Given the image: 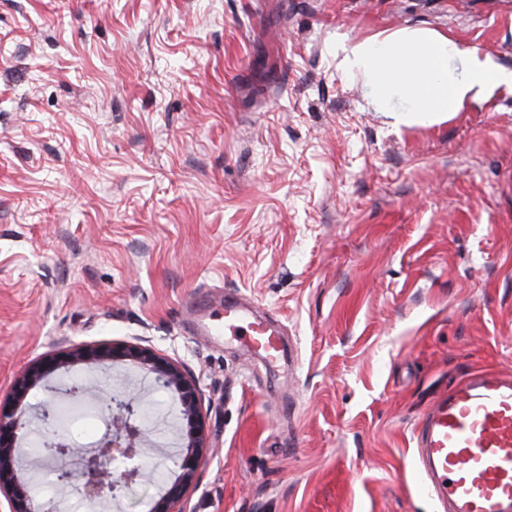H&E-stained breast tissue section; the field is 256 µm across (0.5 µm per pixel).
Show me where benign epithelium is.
<instances>
[{
    "mask_svg": "<svg viewBox=\"0 0 512 512\" xmlns=\"http://www.w3.org/2000/svg\"><path fill=\"white\" fill-rule=\"evenodd\" d=\"M119 358L135 361L154 375L159 386L175 391L180 413L193 423V430L180 451V474L175 480L167 481L163 507L159 510L186 512L182 506L184 496L195 482L199 463L208 450L199 416L201 392L195 379L182 366L149 347H80L54 358V362L61 367L81 363L105 365ZM44 374L45 370L40 365L28 367L15 379L13 406L0 408V487L6 488L8 512H37L32 508L33 496L27 484L15 480L13 465L19 453L16 448L18 431L24 428V396L42 380ZM109 409L112 412L111 429L99 439L93 453L85 460L81 483L75 486L82 499L92 506L116 497L120 484L128 485L146 478L144 470L132 464L141 455L145 442L138 400L133 396H114L109 400ZM115 459L123 460L127 466L118 479L112 480L105 470V464Z\"/></svg>",
    "mask_w": 512,
    "mask_h": 512,
    "instance_id": "obj_1",
    "label": "benign epithelium"
}]
</instances>
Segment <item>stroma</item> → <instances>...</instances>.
Segmentation results:
<instances>
[{
    "label": "stroma",
    "instance_id": "obj_1",
    "mask_svg": "<svg viewBox=\"0 0 512 512\" xmlns=\"http://www.w3.org/2000/svg\"><path fill=\"white\" fill-rule=\"evenodd\" d=\"M403 25L512 70V0H0V407L27 367L139 345L202 392L211 453L188 512H440L415 431L467 375L512 372V88L395 128L336 68ZM244 293L283 331L268 366L179 320L198 291ZM138 393L140 458L178 475L189 424L131 360L57 369L25 405L37 455L92 450L109 413L61 380Z\"/></svg>",
    "mask_w": 512,
    "mask_h": 512
}]
</instances>
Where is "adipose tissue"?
Wrapping results in <instances>:
<instances>
[{"label": "adipose tissue", "mask_w": 512, "mask_h": 512, "mask_svg": "<svg viewBox=\"0 0 512 512\" xmlns=\"http://www.w3.org/2000/svg\"><path fill=\"white\" fill-rule=\"evenodd\" d=\"M337 67L362 81L369 105L396 127L446 121L465 102L512 86V71L490 55L463 50L427 27L364 39L338 55Z\"/></svg>", "instance_id": "1"}]
</instances>
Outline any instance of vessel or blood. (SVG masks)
<instances>
[{
  "label": "vessel or blood",
  "instance_id": "vessel-or-blood-1",
  "mask_svg": "<svg viewBox=\"0 0 512 512\" xmlns=\"http://www.w3.org/2000/svg\"><path fill=\"white\" fill-rule=\"evenodd\" d=\"M204 336H239L277 359L281 333L252 313L241 293L225 294L193 323ZM417 487L445 512H512V375L482 371L439 396L419 424Z\"/></svg>",
  "mask_w": 512,
  "mask_h": 512
}]
</instances>
